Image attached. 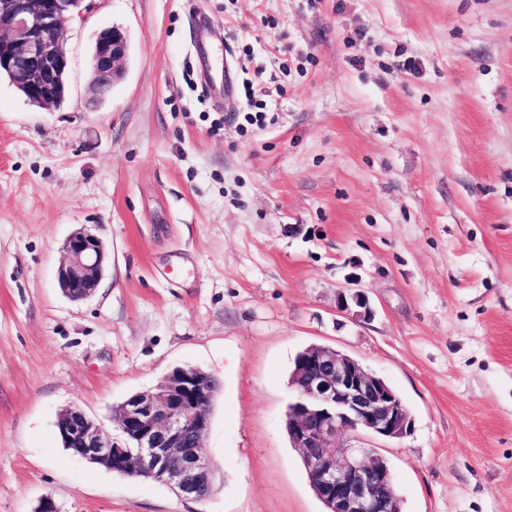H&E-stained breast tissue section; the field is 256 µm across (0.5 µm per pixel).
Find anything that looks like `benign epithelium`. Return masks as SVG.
Returning a JSON list of instances; mask_svg holds the SVG:
<instances>
[{
  "label": "benign epithelium",
  "instance_id": "obj_1",
  "mask_svg": "<svg viewBox=\"0 0 512 512\" xmlns=\"http://www.w3.org/2000/svg\"><path fill=\"white\" fill-rule=\"evenodd\" d=\"M83 0H0V71L16 79L31 104L57 106L69 69L62 32ZM125 32L103 29L91 56L90 91L102 96L123 73ZM57 270L62 294L71 301L91 297L101 282L106 248L88 228L64 242ZM288 437L300 451L314 494L327 512H401L386 461L362 437L403 438L408 409L380 376L334 349L311 345L294 360L289 377ZM219 386L192 366H176L157 386L127 398L118 408L111 436L82 410L68 408L56 426L74 454L110 471L127 470L170 485L178 495L203 501L213 478L203 441Z\"/></svg>",
  "mask_w": 512,
  "mask_h": 512
}]
</instances>
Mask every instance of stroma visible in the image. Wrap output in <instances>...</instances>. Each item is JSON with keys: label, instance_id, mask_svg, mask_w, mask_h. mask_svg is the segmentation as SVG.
I'll use <instances>...</instances> for the list:
<instances>
[{"label": "stroma", "instance_id": "1", "mask_svg": "<svg viewBox=\"0 0 512 512\" xmlns=\"http://www.w3.org/2000/svg\"><path fill=\"white\" fill-rule=\"evenodd\" d=\"M63 39L60 109L0 77V512H324L284 429L311 344L403 398L371 441L403 512H512V0H83ZM82 227L108 260L73 302ZM178 365L221 382L208 500L62 448L63 409L115 433ZM128 49L127 37L122 29L112 26L99 33L91 56L92 94L104 95L121 77ZM65 261L57 270L62 294L71 301L91 297L101 282L106 261V248L91 229L80 228L64 242Z\"/></svg>", "mask_w": 512, "mask_h": 512}]
</instances>
